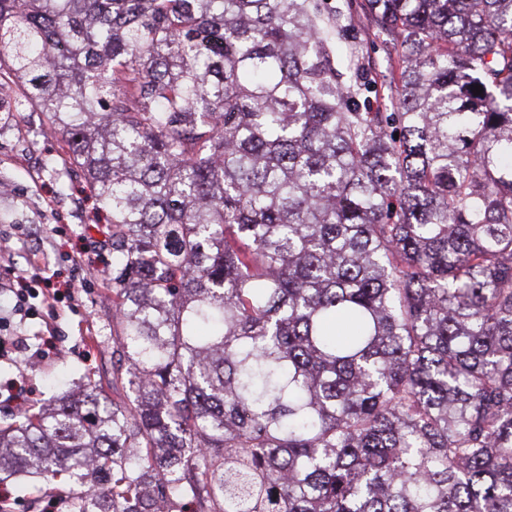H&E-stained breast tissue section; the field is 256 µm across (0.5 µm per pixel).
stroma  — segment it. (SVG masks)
Here are the masks:
<instances>
[{
  "mask_svg": "<svg viewBox=\"0 0 512 512\" xmlns=\"http://www.w3.org/2000/svg\"><path fill=\"white\" fill-rule=\"evenodd\" d=\"M322 2L343 9V25L357 33L355 42L336 43L340 70H386L391 51L374 38L360 0ZM41 123L38 113H24L14 117L11 136L0 138V315L9 319L0 337L18 334L25 341L21 351L0 355V425L76 389L82 379L104 385L112 375V252L89 222L92 203L80 174L44 167L61 144L38 135ZM34 266L55 287L76 280L75 296L46 303L45 287L35 280L34 298L16 314L5 275Z\"/></svg>",
  "mask_w": 512,
  "mask_h": 512,
  "instance_id": "obj_1",
  "label": "stroma"
}]
</instances>
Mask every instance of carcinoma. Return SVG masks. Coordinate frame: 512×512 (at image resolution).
I'll return each mask as SVG.
<instances>
[{
	"label": "carcinoma",
	"instance_id": "cac0c4a2",
	"mask_svg": "<svg viewBox=\"0 0 512 512\" xmlns=\"http://www.w3.org/2000/svg\"><path fill=\"white\" fill-rule=\"evenodd\" d=\"M0 0L112 245V389L0 428L69 512H512V0ZM482 93L474 95V86ZM327 8H340L343 13L342 25L354 28L357 39L353 43L336 40V63L344 73L356 69L381 72L386 71L389 63L395 59L392 49L386 48L378 39H375L369 19L360 8V0H322ZM347 4H352L348 9ZM391 55V56H390Z\"/></svg>",
	"mask_w": 512,
	"mask_h": 512
}]
</instances>
